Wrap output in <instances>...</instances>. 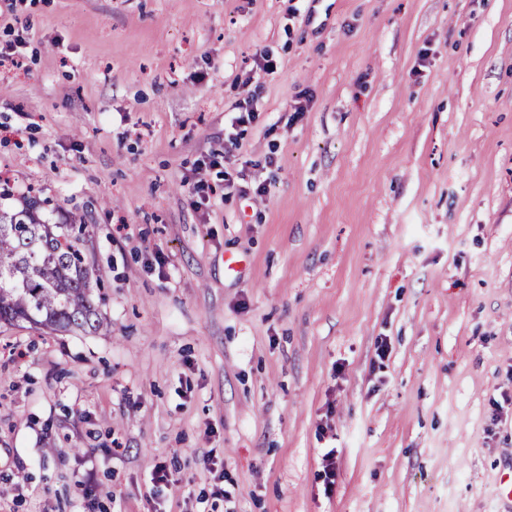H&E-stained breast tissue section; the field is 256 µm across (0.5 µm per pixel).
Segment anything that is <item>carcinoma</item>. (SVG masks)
I'll return each mask as SVG.
<instances>
[{
    "label": "carcinoma",
    "instance_id": "cac0c4a2",
    "mask_svg": "<svg viewBox=\"0 0 512 512\" xmlns=\"http://www.w3.org/2000/svg\"><path fill=\"white\" fill-rule=\"evenodd\" d=\"M46 203L28 194L18 209L0 207V324L96 331L102 322L94 272L77 247L84 225L49 223Z\"/></svg>",
    "mask_w": 512,
    "mask_h": 512
}]
</instances>
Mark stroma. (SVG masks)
Segmentation results:
<instances>
[{
  "instance_id": "stroma-1",
  "label": "stroma",
  "mask_w": 512,
  "mask_h": 512,
  "mask_svg": "<svg viewBox=\"0 0 512 512\" xmlns=\"http://www.w3.org/2000/svg\"><path fill=\"white\" fill-rule=\"evenodd\" d=\"M0 51L103 321L0 326V512H496L512 0H0Z\"/></svg>"
}]
</instances>
